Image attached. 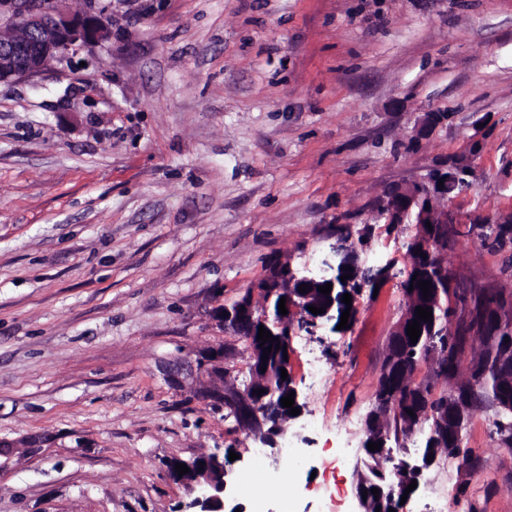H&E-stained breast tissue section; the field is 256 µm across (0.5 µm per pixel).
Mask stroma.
I'll list each match as a JSON object with an SVG mask.
<instances>
[{
  "label": "stroma",
  "instance_id": "obj_1",
  "mask_svg": "<svg viewBox=\"0 0 512 512\" xmlns=\"http://www.w3.org/2000/svg\"><path fill=\"white\" fill-rule=\"evenodd\" d=\"M111 39L0 84V512H182L167 462L257 443L167 377L245 342L208 318L273 258L321 275L344 241L386 267L345 330L292 338L302 406L266 457V512H359L365 420L411 267L383 191L468 169L444 254L461 288H512L476 232L512 225V0H101ZM444 110L441 123L426 116ZM320 364L321 377L312 374ZM485 404L401 512H512ZM47 436L39 452L23 448ZM353 451L341 466V449Z\"/></svg>",
  "mask_w": 512,
  "mask_h": 512
}]
</instances>
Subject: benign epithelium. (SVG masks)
Wrapping results in <instances>:
<instances>
[{
	"label": "benign epithelium",
	"instance_id": "obj_1",
	"mask_svg": "<svg viewBox=\"0 0 512 512\" xmlns=\"http://www.w3.org/2000/svg\"><path fill=\"white\" fill-rule=\"evenodd\" d=\"M61 0H0V35L6 31L18 29L33 30L37 35L25 39L0 40V84L16 80L29 79L41 74L52 62L70 60L84 48L107 40L112 36V17L101 6L99 0H86V11L79 18L67 16L60 8ZM439 224L448 230V235L463 232L456 215L449 209L441 212H420L416 215L411 209L391 204L388 207L387 223L413 224L415 234L411 242L434 259L435 267L444 278L449 295H454L456 277L441 262V255L447 250L444 239L426 231V223ZM337 264L329 275H302L290 261L282 260L279 267L285 275L273 277L264 273L252 283L232 304L221 303L213 307L211 318L224 332L235 335L233 325L242 319L263 326L273 323L282 329L285 346H290V337L304 330L310 334L323 325L336 322V297H325L318 287L328 283L337 284V278L343 275L350 261L351 252L335 246ZM308 285L307 292L297 291L300 285ZM270 292L286 298L288 313L271 312L266 304H256L261 293ZM497 299L485 310L483 322H490L499 330L512 331V292L501 289L496 291ZM464 303L459 305L453 316L451 332L457 333V325L465 326L472 320L471 293L462 294ZM417 291L402 290L401 314L396 323L392 337L406 334V328L414 318L413 301ZM313 305L325 308V312L307 315L305 308ZM249 352V379L239 380V376L226 366L229 353L219 345L209 349L196 359V366L190 372L179 371L170 374L171 382L192 396L207 400L211 405L224 407V380L233 382V394L237 398L239 425L254 440L272 449L277 448L278 438L284 434V426L270 422V404L265 396H258L255 391L263 389L272 395L279 392L287 395L296 390L291 376V361L284 360L283 353L268 355L267 362H262L264 348L252 343L247 338ZM266 368L260 372V368ZM287 370V379L281 378V370ZM500 384L496 392L487 391L483 377L467 375L458 381L457 388L462 391L457 405L450 409L440 423L448 429V436L462 444L459 413L463 405L477 399H491L501 409L512 407V364L498 365ZM185 463L189 472L183 476L175 470V465ZM169 476L172 480L188 486L194 497L187 504L193 512H224L225 502L234 498L238 491L240 474L236 473L232 463L218 452L203 457H194L187 461L174 459L169 463Z\"/></svg>",
	"mask_w": 512,
	"mask_h": 512
}]
</instances>
